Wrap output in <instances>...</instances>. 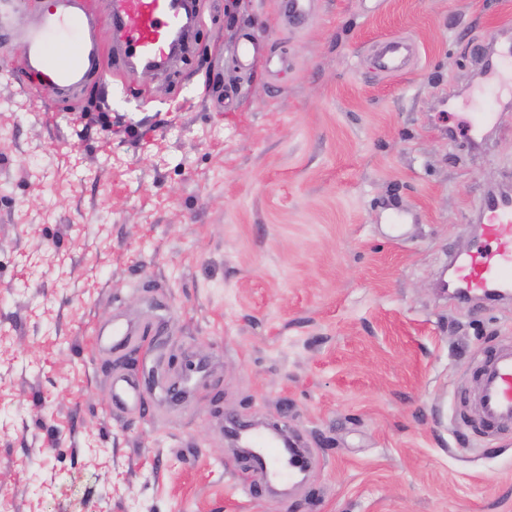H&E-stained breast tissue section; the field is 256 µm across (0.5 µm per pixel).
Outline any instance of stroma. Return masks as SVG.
Here are the masks:
<instances>
[{
  "label": "stroma",
  "mask_w": 512,
  "mask_h": 512,
  "mask_svg": "<svg viewBox=\"0 0 512 512\" xmlns=\"http://www.w3.org/2000/svg\"><path fill=\"white\" fill-rule=\"evenodd\" d=\"M51 2L20 0L0 50V512H512V432L457 419L512 298L438 288L512 184V105L474 142L466 103L512 0H314L292 24L199 0L187 59L150 74L83 0L108 79L58 106L21 37ZM400 38L414 60L381 70ZM119 375L142 395L121 416ZM232 420L285 429L308 481L265 490Z\"/></svg>",
  "instance_id": "obj_1"
}]
</instances>
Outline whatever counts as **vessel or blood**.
I'll use <instances>...</instances> for the list:
<instances>
[{"instance_id":"b4317fda","label":"vessel or blood","mask_w":512,"mask_h":512,"mask_svg":"<svg viewBox=\"0 0 512 512\" xmlns=\"http://www.w3.org/2000/svg\"><path fill=\"white\" fill-rule=\"evenodd\" d=\"M92 21L84 9L68 14L54 10L48 12L43 29L26 35L30 67L52 74L42 90L48 99L66 95L90 76L96 49L79 45L78 36ZM107 22L117 36L115 53L128 65L169 64L174 56L172 37L184 28L176 0H111ZM404 48L398 41L383 44L379 50L383 67L400 69ZM484 211L479 244L454 267L455 288L467 296L512 292V197L489 199ZM476 385L479 409L472 423L490 434L512 429V345L488 353ZM247 445L257 449L266 478L286 479L303 464L300 457H284L274 437L255 436Z\"/></svg>"}]
</instances>
